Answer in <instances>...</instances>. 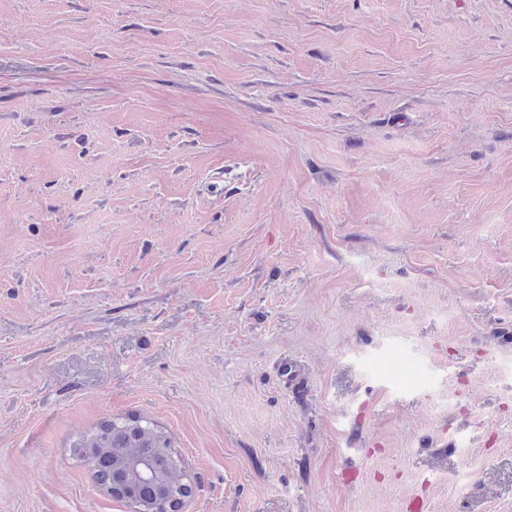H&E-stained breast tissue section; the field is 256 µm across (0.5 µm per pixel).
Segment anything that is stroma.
Instances as JSON below:
<instances>
[{
	"label": "stroma",
	"instance_id": "obj_1",
	"mask_svg": "<svg viewBox=\"0 0 512 512\" xmlns=\"http://www.w3.org/2000/svg\"><path fill=\"white\" fill-rule=\"evenodd\" d=\"M128 414L183 512H512V0H0V512Z\"/></svg>",
	"mask_w": 512,
	"mask_h": 512
}]
</instances>
